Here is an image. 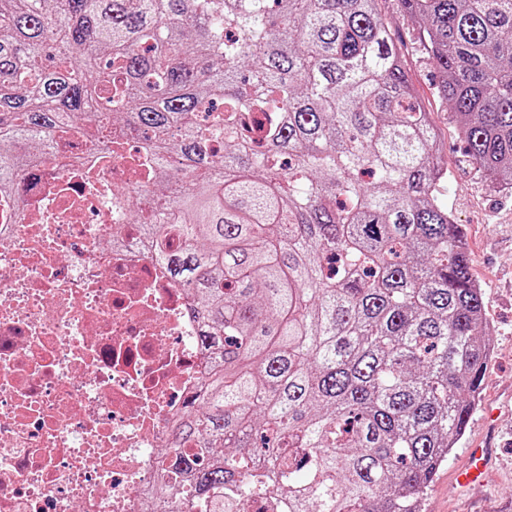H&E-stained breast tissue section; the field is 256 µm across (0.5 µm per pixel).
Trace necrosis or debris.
<instances>
[{
    "instance_id": "1",
    "label": "necrosis or debris",
    "mask_w": 512,
    "mask_h": 512,
    "mask_svg": "<svg viewBox=\"0 0 512 512\" xmlns=\"http://www.w3.org/2000/svg\"><path fill=\"white\" fill-rule=\"evenodd\" d=\"M124 141L100 159L70 136L0 196V512H146L201 382L187 297L117 192L144 154L135 127Z\"/></svg>"
}]
</instances>
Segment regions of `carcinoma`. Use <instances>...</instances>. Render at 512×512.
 <instances>
[{
	"mask_svg": "<svg viewBox=\"0 0 512 512\" xmlns=\"http://www.w3.org/2000/svg\"><path fill=\"white\" fill-rule=\"evenodd\" d=\"M512 190V0H400ZM377 0H0V195L81 134L144 133L133 223L207 371L154 506L419 512L492 348L448 168Z\"/></svg>",
	"mask_w": 512,
	"mask_h": 512,
	"instance_id": "cac0c4a2",
	"label": "carcinoma"
}]
</instances>
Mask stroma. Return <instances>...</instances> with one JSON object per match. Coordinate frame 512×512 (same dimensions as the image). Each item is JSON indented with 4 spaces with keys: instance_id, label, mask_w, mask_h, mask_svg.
<instances>
[{
    "instance_id": "35a3bbf8",
    "label": "stroma",
    "mask_w": 512,
    "mask_h": 512,
    "mask_svg": "<svg viewBox=\"0 0 512 512\" xmlns=\"http://www.w3.org/2000/svg\"><path fill=\"white\" fill-rule=\"evenodd\" d=\"M379 9L438 136L448 165L445 199L465 234L472 277L482 288L494 342L466 430L437 472L421 512H512V192L491 186L477 172L454 112L437 94L438 73L424 50L422 33L400 0H379ZM489 443L497 458L481 485H456L455 472L466 449Z\"/></svg>"
}]
</instances>
